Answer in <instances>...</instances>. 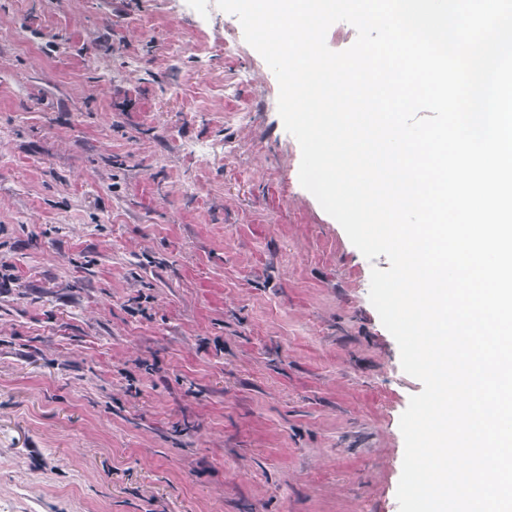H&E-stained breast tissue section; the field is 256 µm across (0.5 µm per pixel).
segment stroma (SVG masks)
I'll use <instances>...</instances> for the list:
<instances>
[{"instance_id":"obj_1","label":"stroma","mask_w":512,"mask_h":512,"mask_svg":"<svg viewBox=\"0 0 512 512\" xmlns=\"http://www.w3.org/2000/svg\"><path fill=\"white\" fill-rule=\"evenodd\" d=\"M278 95L215 0H0V512H399L389 262Z\"/></svg>"}]
</instances>
